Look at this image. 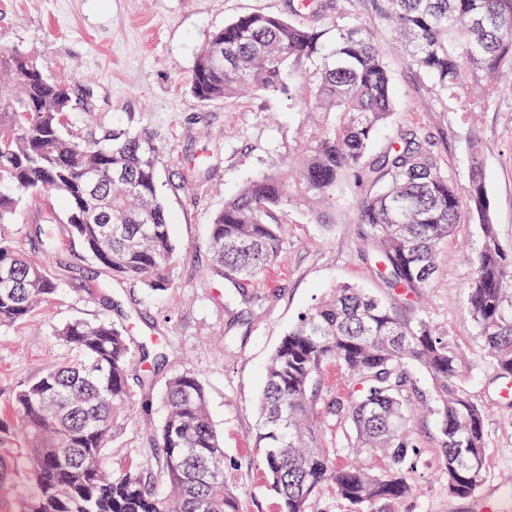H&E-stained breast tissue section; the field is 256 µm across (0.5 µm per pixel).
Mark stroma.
Returning <instances> with one entry per match:
<instances>
[{
    "instance_id": "1",
    "label": "stroma",
    "mask_w": 512,
    "mask_h": 512,
    "mask_svg": "<svg viewBox=\"0 0 512 512\" xmlns=\"http://www.w3.org/2000/svg\"><path fill=\"white\" fill-rule=\"evenodd\" d=\"M291 0H0V48L23 49L46 78L65 85L72 101L67 122L97 133L138 122L161 138L159 189L174 230L172 285L154 295L140 284L112 280L85 253L66 222L58 197L24 198L15 223L0 237L43 257L56 293L25 321L0 328V408L19 383L50 370L67 354L57 331L76 319L123 327L131 346L130 409L112 431L106 464L115 473L146 465L164 407L162 392L176 372L201 381L213 424L224 441V482L239 512H280L260 467L255 435L261 374L283 336L333 289L355 286L386 295L361 251L353 190H346L328 224L290 210L281 227L284 257L259 279L229 287L209 272L210 224L251 176L288 170L302 119L284 99L261 91L204 104L189 88L197 55L210 35L246 12L291 18ZM325 15L349 12L366 28L390 70L398 117L387 130L429 137L438 164L460 185L469 181L470 147L479 143L495 230L512 252V84L474 113L460 111L419 69L410 67L381 18L376 0H324ZM52 222L56 248L34 244L36 225ZM482 242L480 224L463 219L436 254V272L417 303L462 359L461 386L486 411L487 480L482 493L512 484V389L487 359L464 304L472 277L469 254ZM348 380L335 364L323 367L316 402L321 441L347 452L349 428L334 416ZM419 451L411 494L384 512H476L472 499L449 493L436 453L434 417L412 423Z\"/></svg>"
}]
</instances>
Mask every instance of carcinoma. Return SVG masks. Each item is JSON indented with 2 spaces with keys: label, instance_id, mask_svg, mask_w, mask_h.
<instances>
[{
  "label": "carcinoma",
  "instance_id": "obj_1",
  "mask_svg": "<svg viewBox=\"0 0 512 512\" xmlns=\"http://www.w3.org/2000/svg\"><path fill=\"white\" fill-rule=\"evenodd\" d=\"M295 13L320 16V0H297ZM380 14L407 47L410 66L450 91L463 112L497 89L512 68V0H380ZM0 224L13 221L28 195L54 193L67 224L112 278L153 292L170 288L176 247L158 186L160 138L145 125L112 133L65 131L71 96L47 79L36 58L0 49ZM254 89L284 95L287 110L322 112L305 128L301 165L251 177L224 201L210 228V272L230 285L257 279L282 257L279 225L288 208L304 207L326 222L336 190L354 184L364 247L385 285L421 294L431 284L437 248L460 224L462 209L478 220L483 242L473 260L465 303L491 365L512 377V255L495 232L482 176L481 149L471 146L468 186L438 166L415 131L374 143L397 115L389 70L370 35L348 14L302 25L263 12L241 14L209 37L190 90L203 103ZM57 289L47 267L0 238V327L27 318ZM75 352L20 384L0 441L22 432V457L0 469V493L16 494V512H236L224 486L223 441L214 429L199 379L176 373L166 382L165 419L150 449L161 496L139 466L106 472L114 424L129 403L131 348L108 321L75 320L59 332ZM326 363L343 369L348 396L336 417L350 425L347 447L391 468L341 467L324 448L313 408ZM430 377L431 412L448 492L469 497L486 480L485 414L459 384L461 357L425 316L404 314L387 298L341 286L304 312L270 356L258 400L261 465L282 512H310L329 483L354 512L406 497L414 483L410 425L416 392L408 366Z\"/></svg>",
  "mask_w": 512,
  "mask_h": 512
}]
</instances>
